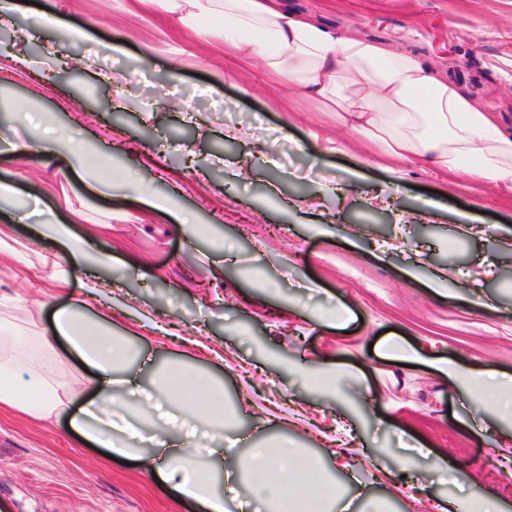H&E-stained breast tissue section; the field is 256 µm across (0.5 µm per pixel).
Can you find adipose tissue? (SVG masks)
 I'll return each instance as SVG.
<instances>
[{
	"instance_id": "ef3b65f1",
	"label": "adipose tissue",
	"mask_w": 512,
	"mask_h": 512,
	"mask_svg": "<svg viewBox=\"0 0 512 512\" xmlns=\"http://www.w3.org/2000/svg\"><path fill=\"white\" fill-rule=\"evenodd\" d=\"M136 8L160 5L182 26L203 38H223L224 48L241 58L261 56L267 70L296 85L302 95L335 113L355 137L378 151L391 165L420 163L468 179L488 183L512 181V135L451 77L404 50L277 8L273 0H134ZM35 241L51 240L62 252L40 254L51 278L67 284L85 271L80 292L53 314V333L19 336L0 331V413L19 411L44 422L67 420L84 444L109 455L141 459L132 445L136 431L112 419L119 392L138 391L126 368L135 350L125 334L112 329L113 311H126L111 280L96 268L112 262L109 254H93L90 238L71 225L49 219L35 228ZM65 341L82 368L61 381L53 369L58 341ZM41 374L31 401L17 377L29 364ZM449 378L461 390L479 386L512 404V376L492 369L478 374L447 363ZM160 400L192 401L210 433L224 429V386L209 373L170 361L154 374ZM94 397L82 401L81 396ZM207 453L176 448L160 481L193 501L199 512H230L224 491L210 473ZM229 472L241 483L249 501L261 512H332L330 491L315 481L287 479L289 469L315 474L316 468L288 442L228 455Z\"/></svg>"
}]
</instances>
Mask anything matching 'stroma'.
Listing matches in <instances>:
<instances>
[{
	"instance_id": "35a3bbf8",
	"label": "stroma",
	"mask_w": 512,
	"mask_h": 512,
	"mask_svg": "<svg viewBox=\"0 0 512 512\" xmlns=\"http://www.w3.org/2000/svg\"><path fill=\"white\" fill-rule=\"evenodd\" d=\"M291 12L406 49L440 71L512 129V0H280ZM129 0H37L20 5L16 25L33 26L37 11L60 13L86 27L73 40L37 31L27 46L34 67L0 63V136L27 133L26 112L46 113L61 140L55 154L24 161L0 153V180L15 182L0 203V225L21 242L32 232L24 213L43 208L76 232L112 226L99 243L112 254L106 275L128 304L152 312L161 328L135 337L131 374L148 379L161 361L194 363L224 384L226 437L237 452L272 446L285 435L318 463L337 506L364 512L358 489L382 499L386 512H447L449 503L494 495L512 512V417L491 399L458 393L433 369L448 360L478 372L512 374V255L493 234L458 236L461 214L480 226L512 228V182L461 183L433 218L418 211L446 176L427 164L405 166L395 200L366 205L389 175L378 155H361L334 113L271 82L261 61L226 58L224 43L176 25L162 10L133 14ZM118 44L120 52L108 51ZM92 71H74L76 58ZM128 73L123 88L105 80ZM251 87L241 94L238 74ZM178 97L183 108H158ZM201 112L207 124L189 119ZM258 139H227L233 128ZM99 175L112 184L97 192ZM173 197L188 218L146 212L134 186ZM206 224V236L188 224ZM333 224L355 234L319 236ZM404 241L418 253V277L406 280ZM269 253L292 257L275 292ZM448 270L445 296L426 288L431 269ZM50 268L0 269V319L18 333L52 327L65 295H52ZM321 286L310 292L299 280ZM478 280L491 308L459 296L458 283ZM164 303H157L158 294ZM351 311L336 317L337 303ZM42 308L40 327L27 313ZM201 347H194V340ZM398 341L417 359L399 366L387 356ZM336 373L339 401L328 399L301 368ZM149 465L128 466L88 448L66 422L0 417V504L7 512H193L152 469L164 451L148 445Z\"/></svg>"
}]
</instances>
